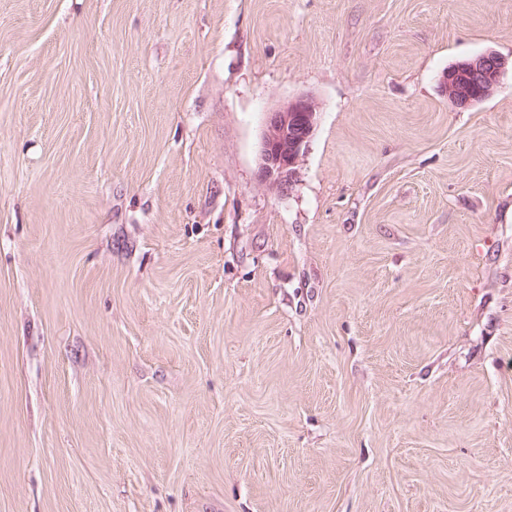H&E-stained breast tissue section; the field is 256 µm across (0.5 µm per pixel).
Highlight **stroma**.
Masks as SVG:
<instances>
[{
  "label": "stroma",
  "instance_id": "35a3bbf8",
  "mask_svg": "<svg viewBox=\"0 0 512 512\" xmlns=\"http://www.w3.org/2000/svg\"><path fill=\"white\" fill-rule=\"evenodd\" d=\"M0 512H512V0H0ZM467 67L475 74H480L483 89L481 94L490 97L497 88L500 75L507 67V61L494 55L492 52L483 53L467 62ZM468 69H461L457 75V88L462 94H469L472 87L479 82L478 76H474ZM318 116L319 105L309 95L296 96L266 113L257 155V178L269 191L278 196L292 193Z\"/></svg>",
  "mask_w": 512,
  "mask_h": 512
}]
</instances>
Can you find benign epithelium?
Instances as JSON below:
<instances>
[{
    "mask_svg": "<svg viewBox=\"0 0 512 512\" xmlns=\"http://www.w3.org/2000/svg\"><path fill=\"white\" fill-rule=\"evenodd\" d=\"M507 61L486 52L468 61V68L481 75V94L490 97L497 88ZM454 69L443 80L448 99L459 105L461 99L454 83ZM319 105L309 95H299L266 113L257 155V178L269 191L278 196L289 195L300 178V165L309 150L318 124Z\"/></svg>",
    "mask_w": 512,
    "mask_h": 512,
    "instance_id": "obj_1",
    "label": "benign epithelium"
}]
</instances>
